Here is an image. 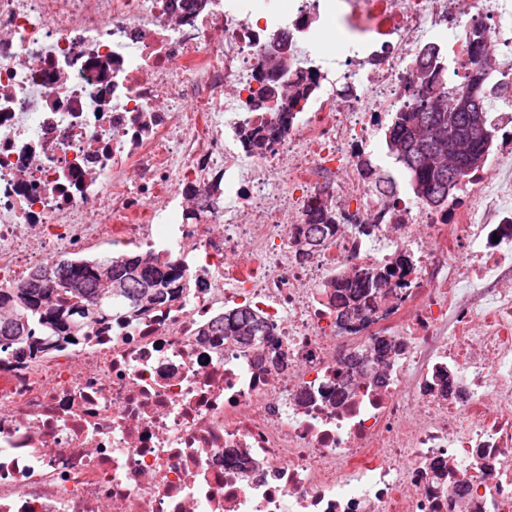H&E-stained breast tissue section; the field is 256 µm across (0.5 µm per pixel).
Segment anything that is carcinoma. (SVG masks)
I'll return each instance as SVG.
<instances>
[{
    "instance_id": "1",
    "label": "carcinoma",
    "mask_w": 512,
    "mask_h": 512,
    "mask_svg": "<svg viewBox=\"0 0 512 512\" xmlns=\"http://www.w3.org/2000/svg\"><path fill=\"white\" fill-rule=\"evenodd\" d=\"M466 38L472 59L464 81L445 88L441 54L417 55L411 63L416 78L412 103L395 112L385 130L389 152L407 176L414 197L432 210L447 208L463 180L484 170L498 132L487 118L484 137L466 134L465 93L480 69L488 68L485 27L468 28ZM511 88L506 82L483 83L482 112L489 114V102ZM332 226L328 208L312 205L299 230V252L310 254L321 247ZM51 265L55 266L52 277L37 288L32 281L40 266L30 269L16 287L0 288V348L12 344L40 348L42 341L34 335L36 324L50 332V341L67 344L71 337L77 340L86 335L90 325L112 321L116 304L139 316L176 300L187 287L179 269L161 265L149 255L120 260L60 258ZM399 269H408L407 259H399L394 268H369L354 280L336 284V300L344 308L340 316L358 314L384 297ZM208 332L233 336L241 345L267 334L264 323L247 309L216 319Z\"/></svg>"
}]
</instances>
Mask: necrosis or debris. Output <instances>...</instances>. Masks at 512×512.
I'll use <instances>...</instances> for the list:
<instances>
[{
	"mask_svg": "<svg viewBox=\"0 0 512 512\" xmlns=\"http://www.w3.org/2000/svg\"><path fill=\"white\" fill-rule=\"evenodd\" d=\"M477 22L512 80L500 0H0V288L102 245L192 283L0 352V512H512V141L464 180L476 211L360 164L420 49L459 84ZM283 39L280 102L313 83L288 120L259 104ZM317 201L336 225L303 255ZM402 255L387 297L337 320L333 284ZM245 306L268 335H206Z\"/></svg>",
	"mask_w": 512,
	"mask_h": 512,
	"instance_id": "obj_1",
	"label": "necrosis or debris"
}]
</instances>
